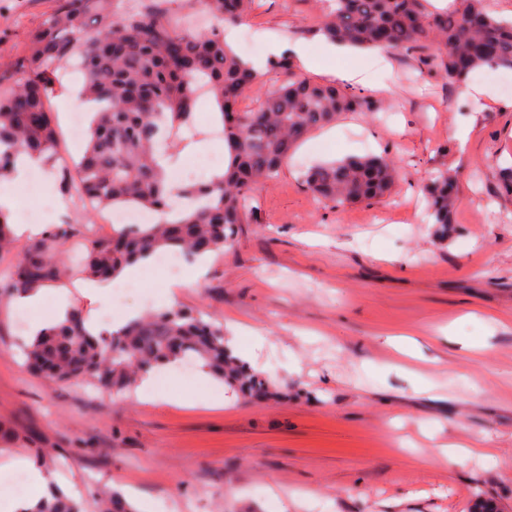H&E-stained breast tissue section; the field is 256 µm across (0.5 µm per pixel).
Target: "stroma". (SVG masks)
Masks as SVG:
<instances>
[{
	"label": "stroma",
	"mask_w": 512,
	"mask_h": 512,
	"mask_svg": "<svg viewBox=\"0 0 512 512\" xmlns=\"http://www.w3.org/2000/svg\"><path fill=\"white\" fill-rule=\"evenodd\" d=\"M50 6L0 0V62L23 54ZM321 8L255 0L227 38L237 48L250 39L262 66L281 40L316 45ZM338 72L382 113L311 133L256 187L234 243L178 301L223 323L282 398L245 403L180 371L153 399L47 383L24 365L13 294L0 290V421L35 430L68 460L53 479L85 512L127 487L139 512L163 498L181 512H473L484 499L512 512V199L496 175L512 161V94L482 70L442 84L415 52L358 49L307 74ZM194 126L171 155L184 167L217 139L212 105ZM367 154L398 165L382 201L333 208L302 183L314 163ZM440 168L458 195L444 246L423 191ZM443 444L473 454L431 463ZM274 482L302 499L273 498Z\"/></svg>",
	"instance_id": "1"
}]
</instances>
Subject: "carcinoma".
Instances as JSON below:
<instances>
[{"mask_svg":"<svg viewBox=\"0 0 512 512\" xmlns=\"http://www.w3.org/2000/svg\"><path fill=\"white\" fill-rule=\"evenodd\" d=\"M45 21L29 37L25 53L0 64V179L23 156L55 161L58 134L50 96L58 69L77 59L83 66L81 96L98 105L88 147L75 169L60 168L59 186L79 179L98 210L125 207L171 213L177 196L202 204L155 224H114L98 236L89 224L64 223L32 240L0 274V286L18 293L56 283L69 273L65 246L84 237L76 259L91 278L116 277L145 255L185 254L197 259L233 244L246 223L253 188L278 175L311 132L348 112L374 116L379 101L350 86L313 81L282 55L268 61L280 76L266 86L263 74L224 38V25L240 20L253 0H200L214 24L191 29L171 11L175 0H141L118 14L117 0H53ZM330 42L398 55L419 51L446 83L462 86L484 68L512 69V21L490 14L484 0H456L450 11L431 12L427 0H330L318 27ZM207 88L224 129L230 164L219 180L174 185L159 164L161 132L171 140L193 128L199 89ZM252 98L253 108L239 102ZM398 168L383 156H352L313 165L302 175L312 195L341 207L380 200L396 184ZM455 176L437 170L425 185L433 236L448 240L457 195ZM14 234L0 210V253L11 252ZM74 312L27 346L28 366L53 384L88 380L101 394L120 395L138 376L169 362L191 360L240 399L272 395L267 380L224 344V325L173 306L131 319L106 343ZM24 512H84L82 501L51 484ZM101 512H135L119 492L104 494Z\"/></svg>","mask_w":512,"mask_h":512,"instance_id":"1","label":"carcinoma"}]
</instances>
